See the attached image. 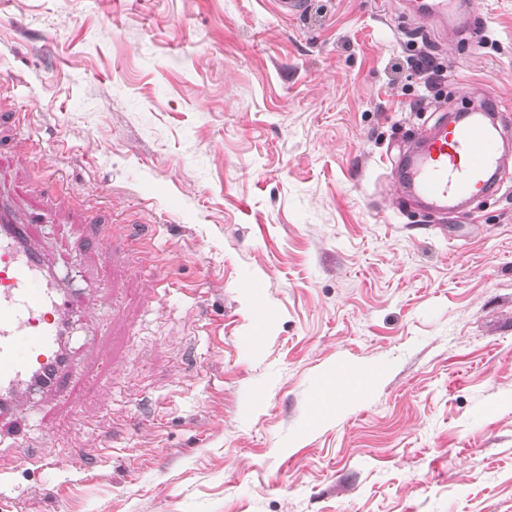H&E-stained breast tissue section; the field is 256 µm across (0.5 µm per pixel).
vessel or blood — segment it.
<instances>
[{"instance_id": "vessel-or-blood-1", "label": "vessel or blood", "mask_w": 512, "mask_h": 512, "mask_svg": "<svg viewBox=\"0 0 512 512\" xmlns=\"http://www.w3.org/2000/svg\"><path fill=\"white\" fill-rule=\"evenodd\" d=\"M414 3L417 13L444 22L461 0ZM506 134V124L474 105L440 119L401 154L403 192L436 213L492 195L505 162L499 141ZM31 234L13 198L0 192V418L11 417L9 433L22 449L30 428L14 414L23 398L40 390L63 395L73 383L64 336L79 308L51 276Z\"/></svg>"}]
</instances>
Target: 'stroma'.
Instances as JSON below:
<instances>
[{
    "label": "stroma",
    "mask_w": 512,
    "mask_h": 512,
    "mask_svg": "<svg viewBox=\"0 0 512 512\" xmlns=\"http://www.w3.org/2000/svg\"><path fill=\"white\" fill-rule=\"evenodd\" d=\"M472 2L479 40L408 0H0L26 114L0 187L35 183V132L63 194L38 238L87 304L79 382L26 408L96 423L26 465L0 439V512H512V153L448 216L395 184L400 148L473 98L512 118V0ZM75 202L147 247L105 250ZM369 366L311 424L324 376Z\"/></svg>",
    "instance_id": "1"
}]
</instances>
